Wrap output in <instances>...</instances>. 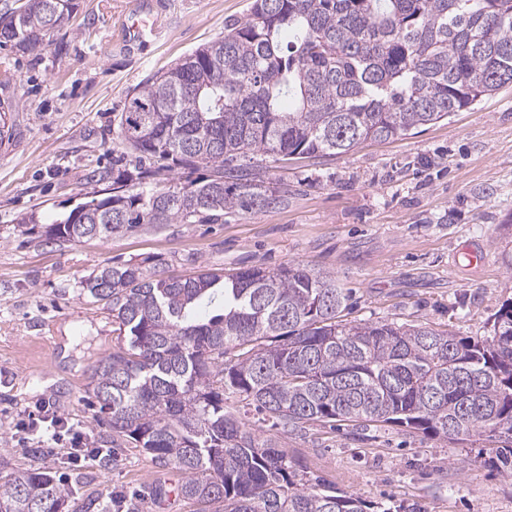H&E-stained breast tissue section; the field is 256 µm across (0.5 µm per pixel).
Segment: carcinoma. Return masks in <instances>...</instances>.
Instances as JSON below:
<instances>
[{
  "label": "carcinoma",
  "instance_id": "carcinoma-1",
  "mask_svg": "<svg viewBox=\"0 0 512 512\" xmlns=\"http://www.w3.org/2000/svg\"><path fill=\"white\" fill-rule=\"evenodd\" d=\"M77 0L0 11V45L38 53ZM512 84V0H253L244 21L150 76L119 128L138 158L215 177L149 184L143 165L102 174L101 197L44 231L55 244L144 224H213L275 209L254 154H342L410 134ZM117 325L92 367L97 422L162 467L203 512H367L359 496L298 477L296 463L224 405L231 395L290 431L314 422L390 423L425 436H487L485 462L512 476V302L493 334L462 338L393 322L346 323L336 278L300 264L219 277L107 265L82 282ZM223 301L202 319L192 310ZM73 486L41 467L0 481L10 512H55Z\"/></svg>",
  "mask_w": 512,
  "mask_h": 512
}]
</instances>
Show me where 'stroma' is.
<instances>
[{"label":"stroma","mask_w":512,"mask_h":512,"mask_svg":"<svg viewBox=\"0 0 512 512\" xmlns=\"http://www.w3.org/2000/svg\"><path fill=\"white\" fill-rule=\"evenodd\" d=\"M133 0H79L40 54L0 47V87L12 104V144L0 151V478L37 463L54 468L66 430L27 435L32 417L81 423L112 460L77 469L69 512H198L182 475L103 431L88 402L91 367L117 343L112 314L82 283L112 263L224 275L296 263L333 275L351 299L348 321L429 326L489 335L512 301V85L410 136L343 154L264 158L275 210L228 213L220 224H147L108 239L45 243L42 233L97 197V172L137 158L115 120L132 90L245 19L253 0H153L161 29L144 46L117 35ZM35 214L33 224L21 218ZM481 245L485 264H469ZM246 425L275 439L299 474L371 506L418 512H512V477L484 464L486 440L452 443L379 423L310 424L289 432L260 414Z\"/></svg>","instance_id":"35a3bbf8"}]
</instances>
